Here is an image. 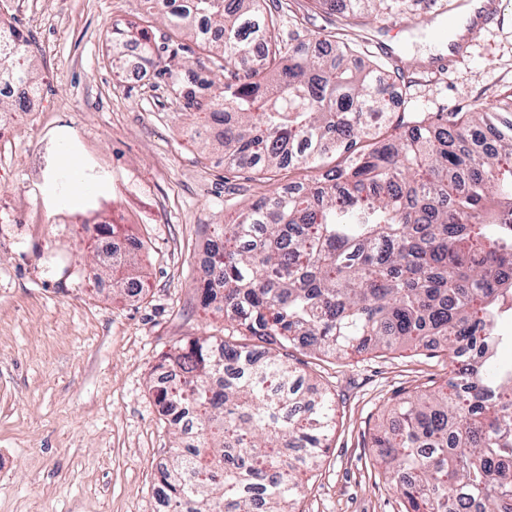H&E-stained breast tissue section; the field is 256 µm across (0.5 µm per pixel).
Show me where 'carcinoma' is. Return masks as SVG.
Wrapping results in <instances>:
<instances>
[{
	"instance_id": "cac0c4a2",
	"label": "carcinoma",
	"mask_w": 512,
	"mask_h": 512,
	"mask_svg": "<svg viewBox=\"0 0 512 512\" xmlns=\"http://www.w3.org/2000/svg\"><path fill=\"white\" fill-rule=\"evenodd\" d=\"M330 48L280 39L264 0H188L163 13L180 35L224 59V87L206 97L182 87L191 135L222 152L229 173L315 169L329 153L344 165L289 182L217 224L203 310L224 312L228 335L186 339L164 356L183 382L167 390L169 424L186 413L196 442L180 443L158 481L172 512H296L300 475L330 447L329 394L302 389L280 348L347 357L410 345L448 356L449 377L401 399L378 426L375 465L405 512H512V368L493 359L512 296V88L483 112H423L388 136L399 69L364 62L350 29L404 0H346ZM147 29H112V65L134 43L151 61ZM40 83L30 40L0 20V84ZM127 251L77 270L140 288Z\"/></svg>"
}]
</instances>
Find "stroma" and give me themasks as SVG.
<instances>
[{
    "label": "stroma",
    "instance_id": "35a3bbf8",
    "mask_svg": "<svg viewBox=\"0 0 512 512\" xmlns=\"http://www.w3.org/2000/svg\"><path fill=\"white\" fill-rule=\"evenodd\" d=\"M281 4L297 16L280 28L293 44L339 19L308 14L305 0ZM501 7L503 22L438 72L434 33L448 27V0H407L397 19L408 31H390L383 16L356 41L400 68V115L473 112L512 86V0ZM0 14L31 38L40 82L39 111L0 143V512H154L155 470L173 434L156 411L152 368L189 337L224 334L223 317L199 308L197 258L214 225L307 173H228L221 154L190 140L173 83L217 80L222 61L162 22L149 29L154 55L141 66L143 79L110 66L108 37L113 27L140 23L142 0H0ZM165 66L171 77H159ZM63 193L88 224L101 221L108 203L125 209L122 231L140 245L142 293L113 291L108 281L59 293L36 251L53 247L69 266L94 251L52 223ZM19 213L26 223L14 224ZM287 353L336 405L331 446L304 477L299 512H403L371 466V437L401 398L447 380V356Z\"/></svg>",
    "mask_w": 512,
    "mask_h": 512
}]
</instances>
